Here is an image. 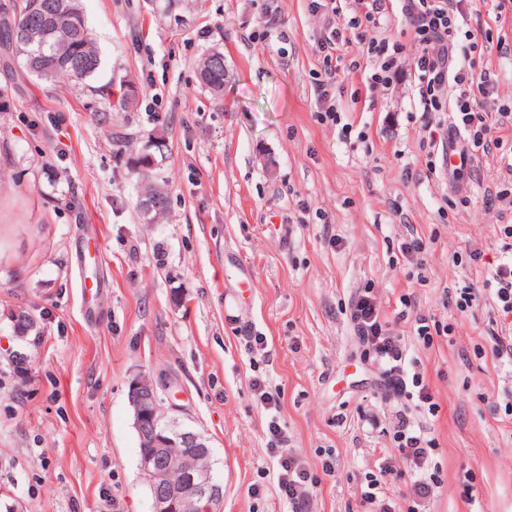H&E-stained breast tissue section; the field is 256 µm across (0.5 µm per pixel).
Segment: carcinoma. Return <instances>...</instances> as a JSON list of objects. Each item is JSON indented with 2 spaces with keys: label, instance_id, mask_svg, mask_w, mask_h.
<instances>
[{
  "label": "carcinoma",
  "instance_id": "1",
  "mask_svg": "<svg viewBox=\"0 0 512 512\" xmlns=\"http://www.w3.org/2000/svg\"><path fill=\"white\" fill-rule=\"evenodd\" d=\"M44 6L40 16L27 11L26 0H19V8L0 11V63L3 67L18 66L31 76L44 82H52L65 76L78 83L91 79L102 65L99 47L85 23L81 0H39ZM64 15L70 23L65 36L52 34L55 16ZM27 33L24 43H19V34ZM197 71L202 86L214 96L224 91V62L213 58L212 52L204 54L197 62ZM106 111L128 112L136 101L133 89L124 91L117 99L105 97ZM127 164L137 177L140 191L157 196L153 206L141 210L143 220L151 224L167 211L168 194L156 171L165 160L168 145L165 137L157 133L148 137L138 148L129 146ZM10 321L25 336H39L41 327L36 317L23 307L10 312Z\"/></svg>",
  "mask_w": 512,
  "mask_h": 512
}]
</instances>
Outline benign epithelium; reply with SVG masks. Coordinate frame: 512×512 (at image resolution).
I'll use <instances>...</instances> for the list:
<instances>
[{
	"instance_id": "7a95c632",
	"label": "benign epithelium",
	"mask_w": 512,
	"mask_h": 512,
	"mask_svg": "<svg viewBox=\"0 0 512 512\" xmlns=\"http://www.w3.org/2000/svg\"><path fill=\"white\" fill-rule=\"evenodd\" d=\"M128 396L133 428L141 447L147 449L139 470L150 490L152 512H179L187 498L197 503L196 512H211L212 501L223 497L222 483L210 468L195 470L185 465L188 455L210 452L205 436L184 421L181 408L166 394V386L146 388L136 377L129 384ZM159 411L169 418L164 426L155 420ZM175 472L180 474L177 483L172 481Z\"/></svg>"
}]
</instances>
